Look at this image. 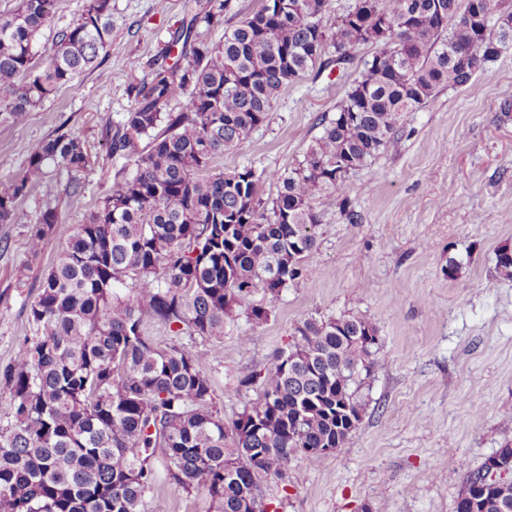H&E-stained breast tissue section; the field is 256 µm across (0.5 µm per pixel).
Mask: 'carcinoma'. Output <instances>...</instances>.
Listing matches in <instances>:
<instances>
[{"instance_id": "cac0c4a2", "label": "carcinoma", "mask_w": 512, "mask_h": 512, "mask_svg": "<svg viewBox=\"0 0 512 512\" xmlns=\"http://www.w3.org/2000/svg\"><path fill=\"white\" fill-rule=\"evenodd\" d=\"M57 0H16L0 13V125L23 122L59 88L102 65L112 0H85L41 60L34 44ZM327 0H263L209 46L199 28L214 5L183 0L171 41L132 87L134 103L111 152L132 172L76 225L29 308L34 335L18 347L0 397V512H143L160 453L177 491L203 488L218 512H277L264 497L288 481L296 457L340 448L361 421L364 377L377 362L376 327L356 315L305 320L265 371L256 402L228 427L212 406L219 350L161 348L143 334L147 317L175 334L219 338L239 311L262 323L298 282L317 248L322 194L345 192V176L393 140L405 112L468 86L483 64L512 50V0H352L329 27ZM378 50L322 123L302 160L284 172L213 166L263 124L280 92L308 70H345L351 51ZM187 100L176 112L171 102ZM148 139L137 149L135 140ZM85 141L62 132L37 145L18 178L0 179V223L48 167L79 172ZM278 187L267 206L262 181ZM59 223L44 210L28 239L39 251ZM512 279V250L496 254ZM260 294L263 302L252 297ZM466 475L455 512H512V480Z\"/></svg>"}]
</instances>
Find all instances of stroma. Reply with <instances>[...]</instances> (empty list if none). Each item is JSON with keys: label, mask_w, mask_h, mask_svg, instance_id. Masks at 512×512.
I'll return each instance as SVG.
<instances>
[{"label": "stroma", "mask_w": 512, "mask_h": 512, "mask_svg": "<svg viewBox=\"0 0 512 512\" xmlns=\"http://www.w3.org/2000/svg\"><path fill=\"white\" fill-rule=\"evenodd\" d=\"M182 0H112L104 63L59 89L16 125H0V177L21 173L31 151L57 132L86 141L90 165L50 168L46 179L0 223V369L31 335L28 309L66 233L84 223L121 177L126 161L108 148L131 88L169 41ZM373 52L353 51L346 71L313 69L284 88L267 121L215 161L231 171H284L301 160L322 120ZM81 193L70 197V184ZM358 214L348 222L336 195L314 203L323 214L317 249L303 278L284 291L261 324L238 316L221 338L174 335L154 319L145 336L161 348L220 346L212 363L215 403L225 420L255 401L239 378L264 370L288 349L295 325L342 314L372 323L378 364L361 387L366 412L346 446L292 462L289 482L269 484L278 512H455L467 472L512 444V279L495 272L497 251L512 248V51L486 63L474 82L446 89L404 113L388 148L346 178ZM60 222L38 252L27 241L45 208ZM459 270L449 276L448 261ZM144 512H216L204 491H175L161 456Z\"/></svg>", "instance_id": "1"}]
</instances>
